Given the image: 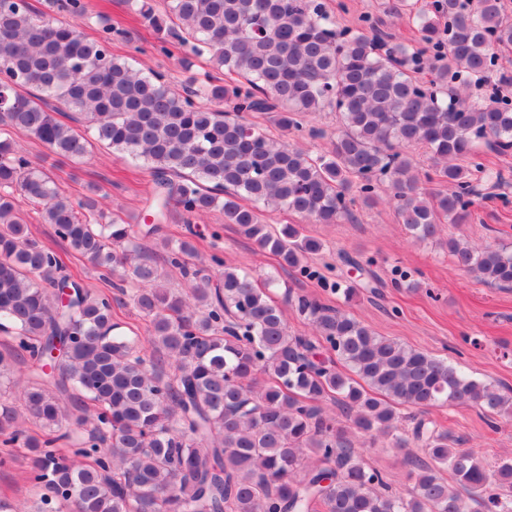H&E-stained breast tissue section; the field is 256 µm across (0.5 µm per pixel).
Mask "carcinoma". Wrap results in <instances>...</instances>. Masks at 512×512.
Listing matches in <instances>:
<instances>
[{
	"label": "carcinoma",
	"mask_w": 512,
	"mask_h": 512,
	"mask_svg": "<svg viewBox=\"0 0 512 512\" xmlns=\"http://www.w3.org/2000/svg\"><path fill=\"white\" fill-rule=\"evenodd\" d=\"M174 47L224 69L179 87L112 55L125 29L100 22L93 39L61 19L87 0H0V125L78 159L99 143L152 177L153 223L98 208L100 191L73 200L13 140L0 139V379L28 356L26 413L46 430L27 440L34 512H512V461L493 468L426 419L412 434L398 406L471 404L512 418V396L447 361L378 336L347 311L307 295L288 303L314 338L293 336L273 289L217 253L212 273L190 266L193 235L164 243L157 260L139 241L177 218L219 208L278 267L313 279L305 263L323 243L294 224H265L261 208L321 224L354 221L383 186L411 237L465 222L491 180L478 152L512 150V96L493 48L512 45L504 0H384L408 12L420 46L365 16L344 28L322 0H126ZM207 99L215 107H203ZM71 115L57 118L54 103ZM331 108L341 130L324 154L268 133L252 118L274 112L284 131ZM423 147L422 170L409 153ZM448 191L431 198L426 185ZM40 211L73 257L129 297L146 335L120 320L124 301L94 292L18 216ZM454 264L512 287V249L448 238ZM180 269L191 298L161 285L159 262ZM333 402L353 431L338 426ZM384 435L406 455L412 486L391 492L363 462L355 437ZM25 439L16 409L0 407V445ZM450 477H445L444 472ZM453 483H448V479Z\"/></svg>",
	"instance_id": "obj_1"
}]
</instances>
